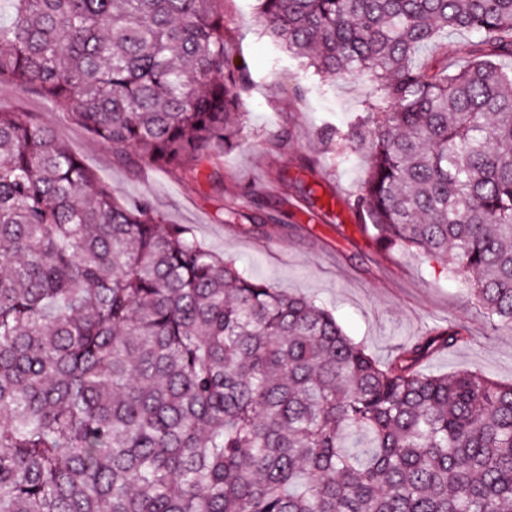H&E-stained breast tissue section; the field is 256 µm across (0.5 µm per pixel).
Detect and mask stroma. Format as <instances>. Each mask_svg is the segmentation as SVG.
I'll return each mask as SVG.
<instances>
[{
  "mask_svg": "<svg viewBox=\"0 0 512 512\" xmlns=\"http://www.w3.org/2000/svg\"><path fill=\"white\" fill-rule=\"evenodd\" d=\"M224 27L225 50L248 76L244 129L199 174L130 163L31 85L0 82V112L49 127L116 195L149 199L167 223L184 225L249 277L314 300L379 363L399 344L452 324L464 343L433 356L422 371L477 369L512 384V330L480 311L469 273L414 252L381 251L347 206L364 182L368 153L323 143L320 131L357 122L379 97L375 85L305 68L258 22L254 0H224ZM330 198L326 215L321 205ZM230 205L241 213L231 223L224 219Z\"/></svg>",
  "mask_w": 512,
  "mask_h": 512,
  "instance_id": "obj_1",
  "label": "stroma"
}]
</instances>
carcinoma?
<instances>
[{
	"instance_id": "cac0c4a2",
	"label": "carcinoma",
	"mask_w": 512,
	"mask_h": 512,
	"mask_svg": "<svg viewBox=\"0 0 512 512\" xmlns=\"http://www.w3.org/2000/svg\"><path fill=\"white\" fill-rule=\"evenodd\" d=\"M0 81L168 173L232 148L224 0H0ZM317 72L368 77L350 209L383 250L474 274L512 326V0H257ZM480 35L455 59L448 34ZM430 49L435 64L422 57ZM380 365L314 301L118 200L0 112V512H512V384Z\"/></svg>"
}]
</instances>
